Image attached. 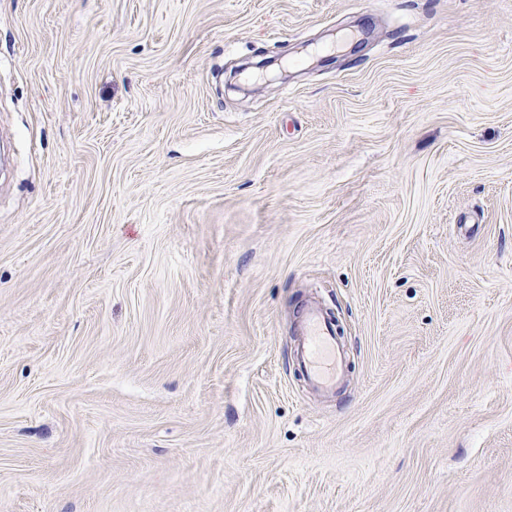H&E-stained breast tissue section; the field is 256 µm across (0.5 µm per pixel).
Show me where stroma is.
Masks as SVG:
<instances>
[{
    "mask_svg": "<svg viewBox=\"0 0 512 512\" xmlns=\"http://www.w3.org/2000/svg\"><path fill=\"white\" fill-rule=\"evenodd\" d=\"M0 146V512H512V0H0ZM299 336L297 356L310 383L321 390L335 389L344 374V349L334 323L319 308L305 304Z\"/></svg>",
    "mask_w": 512,
    "mask_h": 512,
    "instance_id": "35a3bbf8",
    "label": "stroma"
}]
</instances>
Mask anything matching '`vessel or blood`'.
<instances>
[{
  "instance_id": "vessel-or-blood-1",
  "label": "vessel or blood",
  "mask_w": 512,
  "mask_h": 512,
  "mask_svg": "<svg viewBox=\"0 0 512 512\" xmlns=\"http://www.w3.org/2000/svg\"><path fill=\"white\" fill-rule=\"evenodd\" d=\"M297 356L310 383L321 390L335 389L344 374V349L334 323L323 312L305 305L300 323Z\"/></svg>"
}]
</instances>
